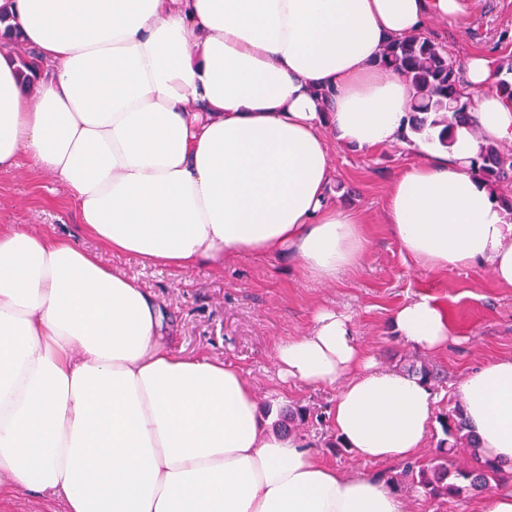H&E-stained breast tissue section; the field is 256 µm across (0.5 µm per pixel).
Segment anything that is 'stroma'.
<instances>
[{"instance_id":"1","label":"stroma","mask_w":512,"mask_h":512,"mask_svg":"<svg viewBox=\"0 0 512 512\" xmlns=\"http://www.w3.org/2000/svg\"><path fill=\"white\" fill-rule=\"evenodd\" d=\"M429 36L449 55L463 60L474 52L493 64L512 62V0H475L464 19L432 23ZM334 168L331 203L360 211L366 245L360 263L331 282L305 278L287 252L230 259L223 267L200 265L174 270L115 253L82 232L66 187L54 176L33 171L29 162L0 174V225L21 224L33 232L72 234L84 249L110 268L137 281L160 301L172 332L173 349L208 354L237 366L255 387L263 412L303 406L331 413L337 390L282 382L276 372V346L309 331L314 315L333 309L350 316L354 335L377 366L403 371L418 360L442 370L433 388L440 400L436 414L458 404L463 378L480 365L512 356V288L499 286L483 267L433 272L407 256L384 220L392 183L426 157L427 137L408 139L367 152L330 138ZM427 293L444 303L456 337L437 353H426L399 336L392 314L400 305ZM332 421L307 427L304 441L329 463L349 471L394 479L405 512H474L479 495L444 500L410 491L402 463L362 462L352 452L333 453L323 441L333 436Z\"/></svg>"}]
</instances>
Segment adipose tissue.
<instances>
[{
    "label": "adipose tissue",
    "instance_id": "1",
    "mask_svg": "<svg viewBox=\"0 0 512 512\" xmlns=\"http://www.w3.org/2000/svg\"><path fill=\"white\" fill-rule=\"evenodd\" d=\"M472 0H0L38 78L0 55V173L29 158L62 182L106 249L179 270L290 250L334 280L365 247L336 207L324 127L372 150L408 126L410 87L387 42L454 22ZM490 59L465 60L472 126L391 186L402 250L445 272L489 266L512 288V224L467 167L512 142ZM150 293L71 235L0 225V499L61 493L66 512H404L378 478L343 472L272 428L242 372L171 348ZM434 353L455 334L422 295L392 314ZM281 380L334 386L336 433L357 459L408 461L437 395L378 368L347 315L318 310L274 354ZM459 405L480 459L512 468V356L472 370Z\"/></svg>",
    "mask_w": 512,
    "mask_h": 512
}]
</instances>
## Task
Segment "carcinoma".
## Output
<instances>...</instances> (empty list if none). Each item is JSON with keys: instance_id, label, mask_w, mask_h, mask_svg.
Wrapping results in <instances>:
<instances>
[{"instance_id": "1", "label": "carcinoma", "mask_w": 512, "mask_h": 512, "mask_svg": "<svg viewBox=\"0 0 512 512\" xmlns=\"http://www.w3.org/2000/svg\"><path fill=\"white\" fill-rule=\"evenodd\" d=\"M7 40L0 43V53L13 59L19 72L32 69L34 51H17L23 44L16 27L6 26ZM388 72L402 77L411 87L409 102L410 129L416 134L432 132L438 142L447 147L452 142V130L471 120L472 99L463 91L462 66L434 40L412 37L390 43L381 58ZM496 88L512 102V63L497 68ZM471 175L491 186L512 179V153L496 144L486 146L469 166ZM310 412L300 407L286 411L277 426L293 432L308 421ZM447 439L440 442L432 466L419 468L413 463L403 467L409 490L433 498L461 497L482 492L497 480L500 469L490 461H477L475 466L448 467V450L475 454L474 441L467 431L461 408L440 416Z\"/></svg>"}]
</instances>
